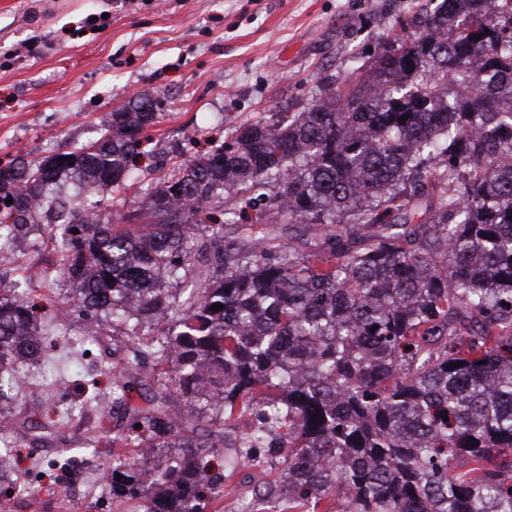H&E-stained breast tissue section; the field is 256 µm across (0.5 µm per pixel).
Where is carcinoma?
I'll return each instance as SVG.
<instances>
[{
    "label": "carcinoma",
    "mask_w": 512,
    "mask_h": 512,
    "mask_svg": "<svg viewBox=\"0 0 512 512\" xmlns=\"http://www.w3.org/2000/svg\"><path fill=\"white\" fill-rule=\"evenodd\" d=\"M486 2L425 0L341 85L175 162L117 224L62 179L122 195L148 94L94 144L0 168V255L20 260L0 274V449L70 427L21 408L17 368L67 335L19 281L63 277L84 317L127 329L112 406L78 403L113 500L208 512L269 448L280 481L246 512H512V0ZM237 413L258 426H199Z\"/></svg>",
    "instance_id": "carcinoma-1"
}]
</instances>
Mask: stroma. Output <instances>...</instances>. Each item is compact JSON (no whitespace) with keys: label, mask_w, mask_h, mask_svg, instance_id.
Here are the masks:
<instances>
[{"label":"stroma","mask_w":512,"mask_h":512,"mask_svg":"<svg viewBox=\"0 0 512 512\" xmlns=\"http://www.w3.org/2000/svg\"><path fill=\"white\" fill-rule=\"evenodd\" d=\"M413 0H0V167L34 160L99 135L111 112L140 93L164 100L152 135L179 161L185 139L211 132L232 139L236 126L272 112L298 111L322 83L342 81L401 28ZM67 379L32 363L28 392L61 405L94 380L112 401L121 329L88 340L73 321ZM78 428L41 446L22 443L18 468L27 493H0V512H131L107 493L102 460L81 448ZM75 458L90 479L78 495L51 485L48 461ZM274 463L225 479L222 512H242Z\"/></svg>","instance_id":"obj_1"}]
</instances>
